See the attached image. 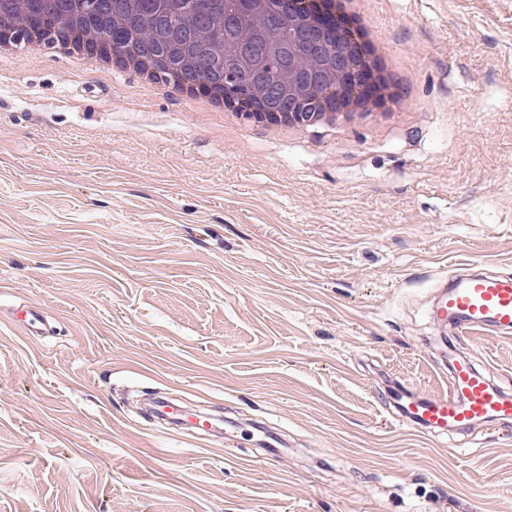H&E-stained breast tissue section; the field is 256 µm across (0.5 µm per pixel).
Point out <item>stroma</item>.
Here are the masks:
<instances>
[{"label":"stroma","instance_id":"1","mask_svg":"<svg viewBox=\"0 0 512 512\" xmlns=\"http://www.w3.org/2000/svg\"><path fill=\"white\" fill-rule=\"evenodd\" d=\"M366 9L401 121L240 130L0 60V512H512V423L434 437L381 403L444 388L452 347L512 392V335L428 315L466 264L512 274V0ZM159 392L232 445L142 417ZM19 324L28 336H50L55 330L46 314L37 309H22Z\"/></svg>","mask_w":512,"mask_h":512}]
</instances>
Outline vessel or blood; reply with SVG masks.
I'll use <instances>...</instances> for the list:
<instances>
[{
	"mask_svg": "<svg viewBox=\"0 0 512 512\" xmlns=\"http://www.w3.org/2000/svg\"><path fill=\"white\" fill-rule=\"evenodd\" d=\"M436 314L459 333L512 334V276L478 275L449 286L438 303ZM19 324L27 335L49 336L55 327L43 311L22 310ZM398 421L430 435L459 431L480 422L512 423V394L495 385L470 359L459 357L451 364L447 391L423 395L401 386L394 399ZM160 419L192 425L210 433L205 415L165 401Z\"/></svg>",
	"mask_w": 512,
	"mask_h": 512,
	"instance_id": "obj_1",
	"label": "vessel or blood"
}]
</instances>
